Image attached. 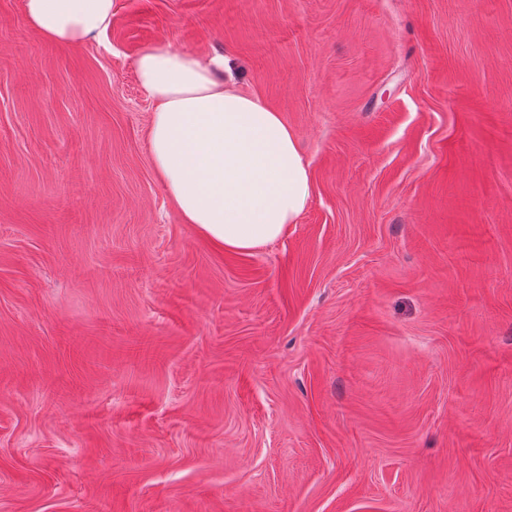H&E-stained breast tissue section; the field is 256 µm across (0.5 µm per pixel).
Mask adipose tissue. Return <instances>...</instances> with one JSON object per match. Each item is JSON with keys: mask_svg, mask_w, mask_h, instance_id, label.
<instances>
[{"mask_svg": "<svg viewBox=\"0 0 512 512\" xmlns=\"http://www.w3.org/2000/svg\"><path fill=\"white\" fill-rule=\"evenodd\" d=\"M113 0H24L27 23L45 40L79 45L112 23ZM219 53L161 42L135 70L153 104L150 157L185 223L218 248L251 253L283 238L312 193L298 139L256 95L224 73Z\"/></svg>", "mask_w": 512, "mask_h": 512, "instance_id": "1", "label": "adipose tissue"}]
</instances>
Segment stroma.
Returning a JSON list of instances; mask_svg holds the SVG:
<instances>
[{"instance_id":"stroma-1","label":"stroma","mask_w":512,"mask_h":512,"mask_svg":"<svg viewBox=\"0 0 512 512\" xmlns=\"http://www.w3.org/2000/svg\"><path fill=\"white\" fill-rule=\"evenodd\" d=\"M0 0V512H512V0ZM220 52L312 179L229 253L134 62ZM113 0H24L27 23L45 40L79 45L99 38L112 24Z\"/></svg>"}]
</instances>
